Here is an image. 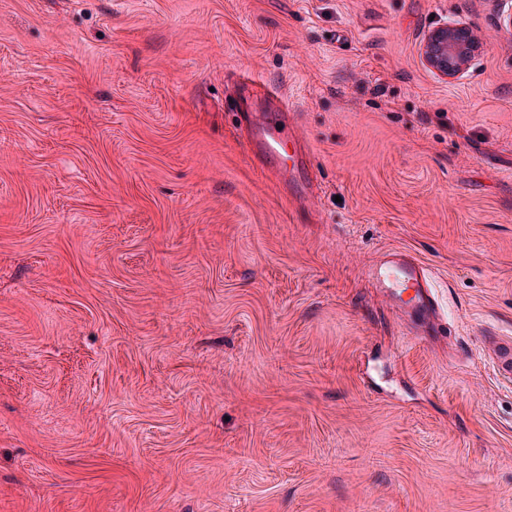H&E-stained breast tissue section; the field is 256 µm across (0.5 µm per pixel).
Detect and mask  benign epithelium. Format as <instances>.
Returning a JSON list of instances; mask_svg holds the SVG:
<instances>
[{"label": "benign epithelium", "mask_w": 512, "mask_h": 512, "mask_svg": "<svg viewBox=\"0 0 512 512\" xmlns=\"http://www.w3.org/2000/svg\"><path fill=\"white\" fill-rule=\"evenodd\" d=\"M477 43L469 27L453 20L431 30L422 47L426 63L448 79L461 76L474 60Z\"/></svg>", "instance_id": "1"}]
</instances>
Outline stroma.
<instances>
[{
  "label": "stroma",
  "instance_id": "35a3bbf8",
  "mask_svg": "<svg viewBox=\"0 0 512 512\" xmlns=\"http://www.w3.org/2000/svg\"><path fill=\"white\" fill-rule=\"evenodd\" d=\"M510 12L0 0V512H512ZM246 73L315 197L254 164ZM393 249L441 334L371 284ZM477 43L469 27L453 20L431 30L422 47L426 63L448 79L461 76L474 60Z\"/></svg>",
  "mask_w": 512,
  "mask_h": 512
}]
</instances>
